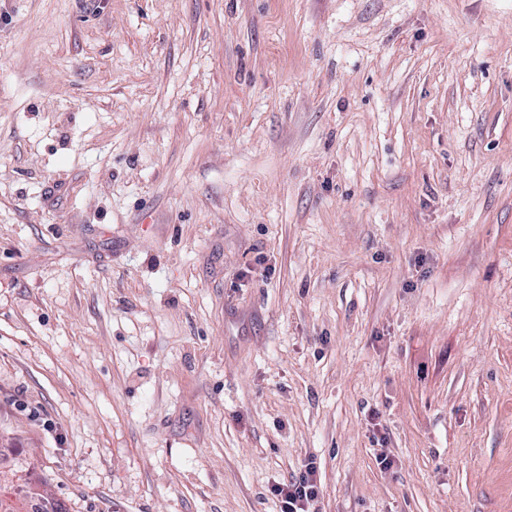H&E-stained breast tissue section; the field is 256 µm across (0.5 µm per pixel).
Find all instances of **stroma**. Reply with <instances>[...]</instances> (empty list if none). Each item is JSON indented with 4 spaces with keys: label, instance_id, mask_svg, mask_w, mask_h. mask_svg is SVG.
Here are the masks:
<instances>
[{
    "label": "stroma",
    "instance_id": "stroma-1",
    "mask_svg": "<svg viewBox=\"0 0 512 512\" xmlns=\"http://www.w3.org/2000/svg\"><path fill=\"white\" fill-rule=\"evenodd\" d=\"M309 461L318 512H512V0H0L5 496Z\"/></svg>",
    "mask_w": 512,
    "mask_h": 512
}]
</instances>
